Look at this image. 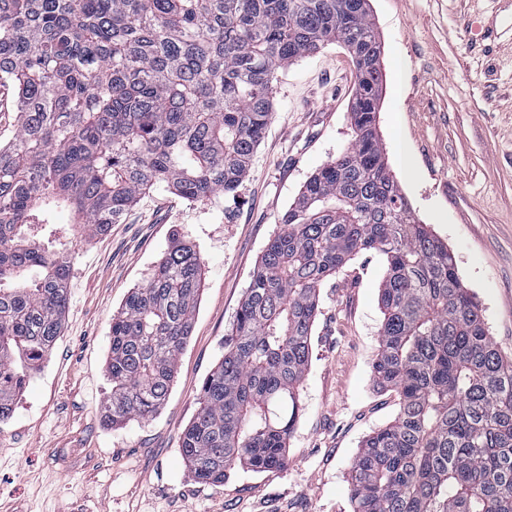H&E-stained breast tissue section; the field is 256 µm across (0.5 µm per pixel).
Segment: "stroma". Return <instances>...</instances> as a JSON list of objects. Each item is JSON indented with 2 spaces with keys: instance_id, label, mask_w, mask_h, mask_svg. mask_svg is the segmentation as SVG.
Returning <instances> with one entry per match:
<instances>
[{
  "instance_id": "1",
  "label": "stroma",
  "mask_w": 512,
  "mask_h": 512,
  "mask_svg": "<svg viewBox=\"0 0 512 512\" xmlns=\"http://www.w3.org/2000/svg\"><path fill=\"white\" fill-rule=\"evenodd\" d=\"M383 45L378 132L416 219L454 253L489 333L512 358V0H370ZM356 71L330 44L277 73L274 112L235 193L140 195L108 235L74 242L51 355L0 421V512H352L362 440L399 412L372 366L385 263L362 252L319 292L287 467L196 479L180 452L199 389L282 215L353 139ZM199 251L202 296L172 389L153 417L104 421L109 327L172 234Z\"/></svg>"
}]
</instances>
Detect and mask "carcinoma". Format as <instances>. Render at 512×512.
I'll return each instance as SVG.
<instances>
[{
  "mask_svg": "<svg viewBox=\"0 0 512 512\" xmlns=\"http://www.w3.org/2000/svg\"><path fill=\"white\" fill-rule=\"evenodd\" d=\"M332 43L356 67L354 139L281 217L181 455L215 485L236 467L288 465L319 290L374 251L386 270L373 376L400 409L352 462L353 512H512V359L388 168L369 0H0V82L16 89L19 112L0 143V421L61 335L72 254L49 229L55 212L70 210L87 239L159 185L189 201L235 191L270 121L278 70ZM202 266L173 238L112 316V427L164 406Z\"/></svg>",
  "mask_w": 512,
  "mask_h": 512,
  "instance_id": "cac0c4a2",
  "label": "carcinoma"
}]
</instances>
